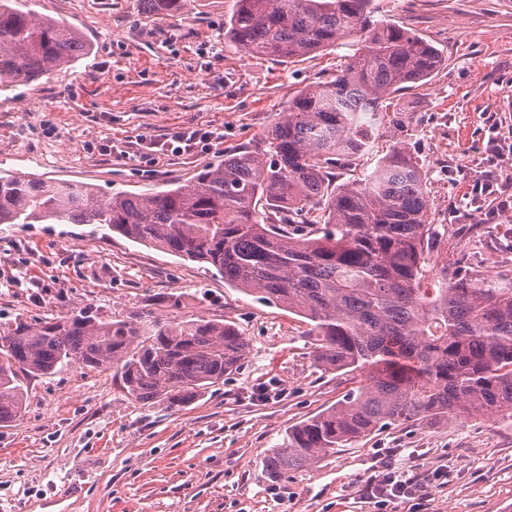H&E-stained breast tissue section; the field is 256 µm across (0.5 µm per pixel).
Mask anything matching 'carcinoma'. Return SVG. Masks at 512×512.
<instances>
[{
    "instance_id": "obj_1",
    "label": "carcinoma",
    "mask_w": 512,
    "mask_h": 512,
    "mask_svg": "<svg viewBox=\"0 0 512 512\" xmlns=\"http://www.w3.org/2000/svg\"><path fill=\"white\" fill-rule=\"evenodd\" d=\"M372 0H237L224 34L245 53L291 60L354 46L332 80L294 93L254 145L185 183L99 194L86 183L0 175V224H98L104 236L206 263L224 283L311 322L315 361L359 380L336 405L288 428L266 461L276 475L353 438L406 422L512 417V285L466 277L421 283L432 239L418 162L397 143L372 159L366 113L399 112L395 94L442 63L416 32L374 19ZM157 15L181 0H151ZM71 28L0 0V84L28 81L87 53ZM361 169L337 184L336 167ZM242 335L222 319L169 321L84 308L37 323L0 322V423L16 420L22 378L72 361L111 368L144 405L183 408L238 366Z\"/></svg>"
}]
</instances>
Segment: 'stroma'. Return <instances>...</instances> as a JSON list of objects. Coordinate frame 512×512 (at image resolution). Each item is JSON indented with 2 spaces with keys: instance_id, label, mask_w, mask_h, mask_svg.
Listing matches in <instances>:
<instances>
[{
  "instance_id": "obj_1",
  "label": "stroma",
  "mask_w": 512,
  "mask_h": 512,
  "mask_svg": "<svg viewBox=\"0 0 512 512\" xmlns=\"http://www.w3.org/2000/svg\"><path fill=\"white\" fill-rule=\"evenodd\" d=\"M237 0H185L177 16L146 0H29L81 33L90 51L0 88V170L140 193L190 179L259 137L294 92L332 79L351 49L290 61L245 54L224 36ZM376 18L435 45L442 64L400 91L402 143L422 168L442 276L512 282V0H373ZM193 122L224 131L195 156L143 157L135 140ZM125 145L126 155L102 144ZM96 224H1L0 319L35 322L93 306L118 315L224 318L245 354L223 385L171 410L131 399L112 370L72 362L32 379L0 425V512H512V418L407 423L355 438L274 477L263 467L288 428L333 405L352 374L314 360L306 319L225 285L185 260ZM411 479L389 496L386 473Z\"/></svg>"
}]
</instances>
